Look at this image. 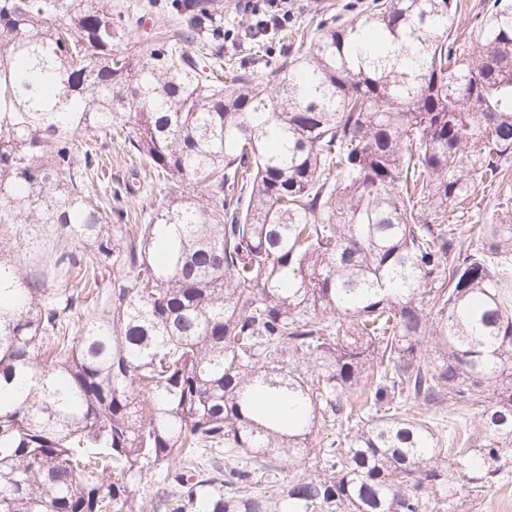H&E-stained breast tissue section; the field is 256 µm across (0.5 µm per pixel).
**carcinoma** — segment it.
<instances>
[{
  "instance_id": "1",
  "label": "carcinoma",
  "mask_w": 512,
  "mask_h": 512,
  "mask_svg": "<svg viewBox=\"0 0 512 512\" xmlns=\"http://www.w3.org/2000/svg\"><path fill=\"white\" fill-rule=\"evenodd\" d=\"M350 8L269 89L227 76L220 0L143 58L112 0H0V224L64 238L0 261V512H464L456 476L497 483L512 0L466 48L459 0ZM107 132L170 176L147 224L112 214ZM475 406L445 447L428 417Z\"/></svg>"
}]
</instances>
